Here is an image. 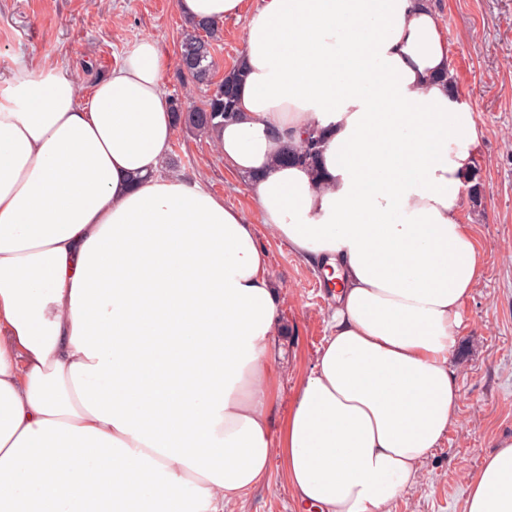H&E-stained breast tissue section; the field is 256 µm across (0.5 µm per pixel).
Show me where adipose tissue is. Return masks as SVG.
Listing matches in <instances>:
<instances>
[{"mask_svg":"<svg viewBox=\"0 0 512 512\" xmlns=\"http://www.w3.org/2000/svg\"><path fill=\"white\" fill-rule=\"evenodd\" d=\"M218 143L260 224L165 168V61L142 39L81 95L67 69L0 87V512H234L280 462L314 512H390L459 422L451 363L483 273L461 221L480 144L430 0H259ZM320 173L282 165L310 129ZM335 286L280 409L282 290L258 225ZM160 307L136 322V303ZM205 354L211 382L181 373ZM201 415L193 440L182 426ZM136 465L149 484L129 483ZM465 512H512V438Z\"/></svg>","mask_w":512,"mask_h":512,"instance_id":"1","label":"adipose tissue"}]
</instances>
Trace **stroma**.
<instances>
[{"instance_id":"1","label":"stroma","mask_w":512,"mask_h":512,"mask_svg":"<svg viewBox=\"0 0 512 512\" xmlns=\"http://www.w3.org/2000/svg\"><path fill=\"white\" fill-rule=\"evenodd\" d=\"M258 0H244L245 12ZM448 40L456 95L480 135L475 158L479 198L464 197L462 218L481 249L484 270L463 306L452 364L462 390L461 423L423 462L416 485L400 492L391 512H464L470 474L512 435V0H430ZM244 14L219 23L213 42V83L241 57ZM188 27L177 0H0V85L17 61H51L75 72L82 87L106 77L143 38L167 55L166 98L201 104L209 87L177 71ZM167 169L259 215L245 181L207 137L175 126ZM282 288L281 316L288 341L281 367L282 403L290 405L302 376L328 334L334 304L321 272L261 233ZM247 512H296L280 465L249 496Z\"/></svg>"}]
</instances>
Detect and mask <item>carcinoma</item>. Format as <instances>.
Returning a JSON list of instances; mask_svg holds the SVG:
<instances>
[{"instance_id":"carcinoma-1","label":"carcinoma","mask_w":512,"mask_h":512,"mask_svg":"<svg viewBox=\"0 0 512 512\" xmlns=\"http://www.w3.org/2000/svg\"><path fill=\"white\" fill-rule=\"evenodd\" d=\"M189 25L190 30L185 32L180 45L178 71L197 85L209 86L214 67L212 40L217 38L218 23L191 21ZM234 75L233 70L225 75L200 105L171 102L175 122L217 142L224 130V122L236 116ZM321 141L319 131H308L301 145L287 153L284 160L317 170Z\"/></svg>"}]
</instances>
